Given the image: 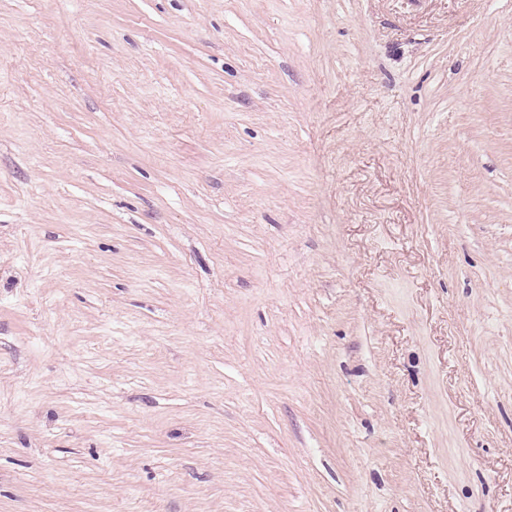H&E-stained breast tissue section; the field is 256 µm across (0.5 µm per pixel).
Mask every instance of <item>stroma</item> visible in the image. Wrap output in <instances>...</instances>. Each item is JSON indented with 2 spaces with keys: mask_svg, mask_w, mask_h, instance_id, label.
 <instances>
[{
  "mask_svg": "<svg viewBox=\"0 0 512 512\" xmlns=\"http://www.w3.org/2000/svg\"><path fill=\"white\" fill-rule=\"evenodd\" d=\"M0 512H512V0H0Z\"/></svg>",
  "mask_w": 512,
  "mask_h": 512,
  "instance_id": "stroma-1",
  "label": "stroma"
}]
</instances>
